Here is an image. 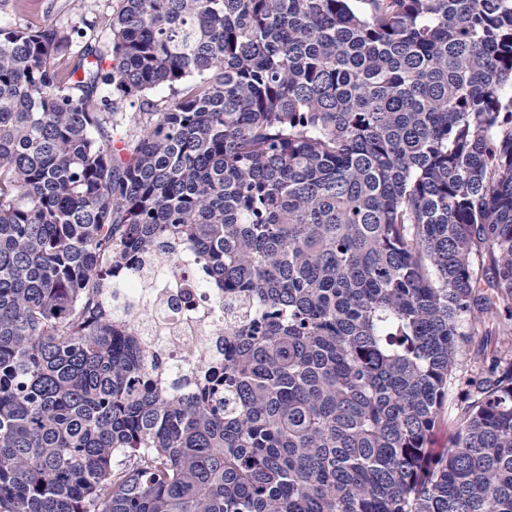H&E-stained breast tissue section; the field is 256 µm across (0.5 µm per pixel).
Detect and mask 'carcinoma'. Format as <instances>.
Segmentation results:
<instances>
[{
	"label": "carcinoma",
	"instance_id": "1",
	"mask_svg": "<svg viewBox=\"0 0 512 512\" xmlns=\"http://www.w3.org/2000/svg\"><path fill=\"white\" fill-rule=\"evenodd\" d=\"M110 28L0 22V512H512L511 360L428 448L463 323L512 320V0ZM186 244L223 364L182 392L124 288Z\"/></svg>",
	"mask_w": 512,
	"mask_h": 512
}]
</instances>
